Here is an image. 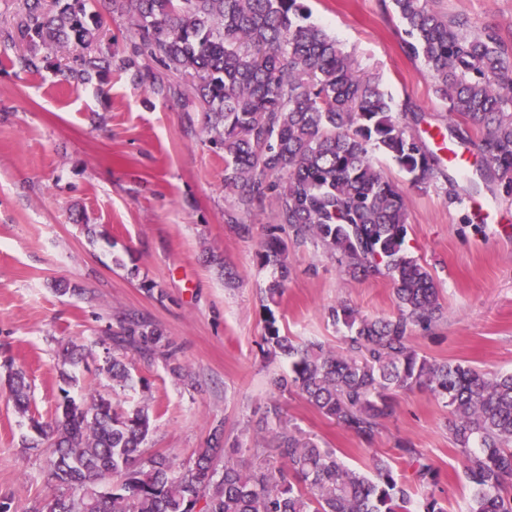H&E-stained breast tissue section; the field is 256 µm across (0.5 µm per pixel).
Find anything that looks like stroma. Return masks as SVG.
<instances>
[{
	"mask_svg": "<svg viewBox=\"0 0 512 512\" xmlns=\"http://www.w3.org/2000/svg\"><path fill=\"white\" fill-rule=\"evenodd\" d=\"M312 22L324 27L360 70L378 74L394 109L412 101L428 117L448 115L425 63L405 55L400 19L391 0H306ZM436 11L469 18L478 28L512 36V0H430ZM23 45L0 43V362L12 359L31 384L28 417L15 412L0 380V502L29 512L62 495L47 475L49 453L26 448L30 420L54 419L61 388L75 397L103 395L122 408L149 404L154 429L147 454L188 461L208 447L214 427L242 448L240 463L281 466L272 437L254 427L276 399L283 419L321 447L336 449L352 468L368 470L372 456L388 457L412 479L396 441L418 448L437 471L433 491L448 512L469 497L462 464L448 439V410L430 392L398 393L392 416L372 446L360 444L275 379L288 362L260 347L271 273L255 253L270 214L242 215L251 236L225 224L232 196L224 189V154L188 128L180 105L136 87L113 72L107 84L79 86L53 68L16 74ZM374 163L403 192L406 247L433 275L442 315L431 330H415L412 345L439 361H463L487 373L512 372V198L488 193L449 200L443 179L414 185L381 151ZM486 207L489 218L477 217ZM83 209L95 229L87 236L70 220ZM214 253L237 270L226 285ZM288 288L273 311L283 334L299 343L342 348L344 327L329 310L343 302L370 318L396 311L386 277H342L312 243L290 245ZM222 263V264H223ZM138 276H131V269ZM69 285L57 291V281ZM119 312L158 323L179 349L183 377L158 360L134 359L135 389L113 388L101 370ZM74 342L93 357L64 383L59 346Z\"/></svg>",
	"mask_w": 512,
	"mask_h": 512,
	"instance_id": "35a3bbf8",
	"label": "stroma"
}]
</instances>
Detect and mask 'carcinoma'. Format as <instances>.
<instances>
[{
  "label": "carcinoma",
  "instance_id": "obj_1",
  "mask_svg": "<svg viewBox=\"0 0 512 512\" xmlns=\"http://www.w3.org/2000/svg\"><path fill=\"white\" fill-rule=\"evenodd\" d=\"M404 26L403 51L421 58L436 97L448 108V138L462 146L479 134L486 160L469 180L476 194L496 188L512 196V43L429 0H392ZM134 30L122 52L102 33L109 7ZM22 43L23 72L50 66L73 44L65 79L105 82L112 68L135 86L180 103L189 127L200 124L209 146L224 151V189L234 198L227 223L252 232L238 214L271 209L273 223L256 259L272 270L265 299L278 304L288 286V242L308 241L346 277L381 275L394 284L396 313L371 319L340 302L333 322L347 330L345 347L299 344L280 332L267 309L263 344L288 358L282 391H294L359 442L374 443L393 412V395L426 390L448 408V435L470 486L465 512H512V373L490 376L461 362H438L410 343L442 306L434 277L406 248L407 206L398 186L369 155L390 156L414 184L443 174L441 158L419 132L424 116L405 103L393 112L378 77L359 70L341 44L310 21L305 0H22L0 43ZM112 355L100 370L121 389L135 384L132 357L160 358L181 376L176 350L156 323L135 313L115 316ZM16 411L29 408L23 369L5 363ZM153 414L147 404L124 410L110 399L76 400L61 390L50 424L30 420L28 448H50L49 478L72 490L52 512H415L414 487L390 462L372 458L373 477L345 465L298 428L282 409L266 407L258 431L272 433L284 465L243 470L236 447L200 448L188 464L144 458ZM396 454L415 465V481L437 483L434 468L408 442Z\"/></svg>",
  "mask_w": 512,
  "mask_h": 512
}]
</instances>
